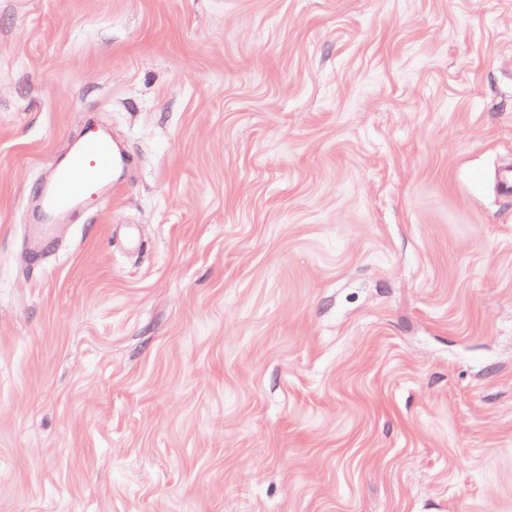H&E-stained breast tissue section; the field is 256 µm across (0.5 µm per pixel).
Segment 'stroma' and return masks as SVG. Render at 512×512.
Instances as JSON below:
<instances>
[{
	"instance_id": "obj_1",
	"label": "stroma",
	"mask_w": 512,
	"mask_h": 512,
	"mask_svg": "<svg viewBox=\"0 0 512 512\" xmlns=\"http://www.w3.org/2000/svg\"><path fill=\"white\" fill-rule=\"evenodd\" d=\"M504 159L512 0H0V512H512ZM112 140L97 127L83 129L65 161L53 167L48 184L35 197V210L25 231L30 247L24 254L27 267L42 265L47 253L59 243V219L76 207L103 202L117 186L112 180L118 166L125 164Z\"/></svg>"
}]
</instances>
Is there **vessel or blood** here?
I'll return each instance as SVG.
<instances>
[{"mask_svg": "<svg viewBox=\"0 0 512 512\" xmlns=\"http://www.w3.org/2000/svg\"><path fill=\"white\" fill-rule=\"evenodd\" d=\"M124 163L107 135L94 126L83 129L65 161L54 166L50 182L35 198L32 220L25 227L30 241L24 255L27 267L41 266L46 254L58 245L61 217L76 207L103 202L115 187V169Z\"/></svg>", "mask_w": 512, "mask_h": 512, "instance_id": "obj_1", "label": "vessel or blood"}]
</instances>
